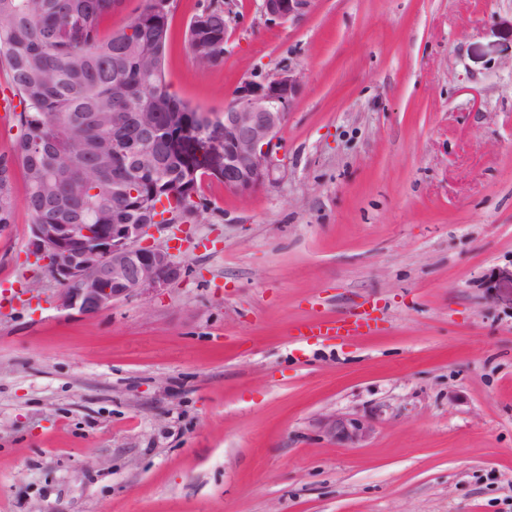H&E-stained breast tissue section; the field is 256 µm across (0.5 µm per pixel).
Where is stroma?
<instances>
[{"label": "stroma", "mask_w": 512, "mask_h": 512, "mask_svg": "<svg viewBox=\"0 0 512 512\" xmlns=\"http://www.w3.org/2000/svg\"><path fill=\"white\" fill-rule=\"evenodd\" d=\"M172 0L166 80L220 112L301 77L285 165L202 181L182 276L62 315L29 256L18 97L0 62V512H512V0H232L200 64ZM36 287V297L24 290ZM374 310L378 334L293 327ZM329 413L374 425L359 448ZM311 0H262V10L272 21L286 22L300 16ZM12 169L8 160L0 158V231L13 224L14 200L11 195ZM2 224H5L2 226ZM321 432L343 448H359L367 442L374 429L368 420L340 414L320 419Z\"/></svg>", "instance_id": "obj_1"}]
</instances>
